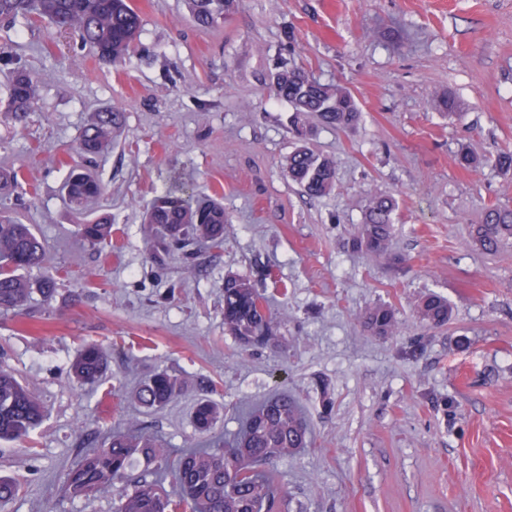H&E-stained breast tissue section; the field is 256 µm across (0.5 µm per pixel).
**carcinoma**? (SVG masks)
I'll return each mask as SVG.
<instances>
[{
	"label": "carcinoma",
	"instance_id": "obj_1",
	"mask_svg": "<svg viewBox=\"0 0 512 512\" xmlns=\"http://www.w3.org/2000/svg\"><path fill=\"white\" fill-rule=\"evenodd\" d=\"M194 21L211 27L233 14L238 0H187ZM25 20L43 21L61 33L71 34L90 48L102 66H114L135 47L142 26L140 13L131 0H0V22L14 25ZM6 111L18 120L30 112L36 100L34 73L21 61L9 59ZM270 91L293 110L292 124L298 137L305 136L310 117L322 124L347 129L361 115L356 98L345 87L322 83L304 68L283 60L277 67ZM123 123V114L103 110L93 114L83 128L78 150L92 159L112 147ZM288 178L312 198L330 194L336 187L332 159L305 144L284 160ZM69 203L80 208L107 193L100 180L80 166L73 167L65 182ZM398 203L391 195L369 199L353 236V246L374 257L387 254ZM144 223L153 239L155 258L171 252L187 253L190 246L224 241L229 223L224 205L214 199L195 200L182 186H173L155 196ZM82 240L97 245L112 238V217L107 213L78 226ZM474 237L488 252L512 239V207L486 209L483 223L474 227ZM45 243L30 224L0 215V312L21 309L35 291L50 302L57 292L56 276L46 273L31 282L26 273L42 268ZM418 318L429 327L448 323V299L429 294L416 307ZM364 331L391 336L397 326L392 307L377 304L361 319ZM224 332L241 346L277 347L275 319L262 302L257 285L248 277L224 279ZM108 368V355L95 345L84 347L71 362L69 373L81 384L98 382ZM184 392L174 374L157 372L146 378L134 393L144 408H163ZM44 406L33 392L10 371L0 369V441L21 440L43 420ZM217 417L209 401L195 410L199 433L208 432ZM311 428L297 403L281 393L249 409L244 431L222 448H165L147 432L114 429L102 445L85 454L71 468L63 492L72 498L91 499L118 484L116 512H281L286 494L268 467L273 459H286L311 441ZM143 466L136 476L133 469Z\"/></svg>",
	"mask_w": 512,
	"mask_h": 512
}]
</instances>
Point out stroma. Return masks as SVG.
Listing matches in <instances>:
<instances>
[{"instance_id": "stroma-1", "label": "stroma", "mask_w": 512, "mask_h": 512, "mask_svg": "<svg viewBox=\"0 0 512 512\" xmlns=\"http://www.w3.org/2000/svg\"><path fill=\"white\" fill-rule=\"evenodd\" d=\"M133 2L140 46L117 67L47 24L0 26V50L39 80L23 122L0 111V168L23 184L0 191V213L34 225L58 279L51 305L0 313V366L46 408L28 438L0 443V475L18 486L0 512H114L117 489L60 492L113 427L218 447L283 391L313 428L308 448L274 465L287 512H512V244L487 254L471 237L487 207H512V172L494 163L512 148V0H241L210 28L185 0ZM282 57L349 88L361 109L350 129L311 124L310 144L336 164L335 190L318 199L282 168L298 144L291 107L269 93ZM450 93L462 103L452 117L436 106ZM103 109L124 125L95 168L108 192L81 213L61 186ZM175 182L221 198L230 224L193 264L176 253L159 265L143 212ZM375 193L398 202L384 258L351 246ZM102 212L111 245L75 236ZM230 274L257 279L278 347L225 333ZM430 293L452 308L443 327L416 315ZM376 304L394 308L395 335L363 332ZM87 344L109 356L94 386L69 374ZM159 370L184 395L138 409L139 380ZM202 399L219 411L205 440Z\"/></svg>"}]
</instances>
